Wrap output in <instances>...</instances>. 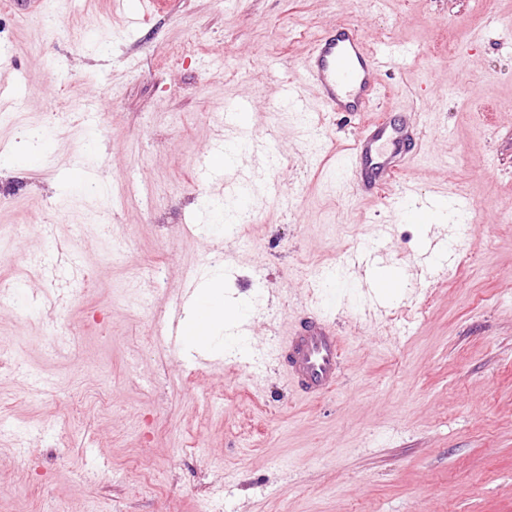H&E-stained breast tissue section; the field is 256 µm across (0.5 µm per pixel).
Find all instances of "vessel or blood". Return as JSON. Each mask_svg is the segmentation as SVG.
I'll use <instances>...</instances> for the list:
<instances>
[{"label":"vessel or blood","mask_w":512,"mask_h":512,"mask_svg":"<svg viewBox=\"0 0 512 512\" xmlns=\"http://www.w3.org/2000/svg\"><path fill=\"white\" fill-rule=\"evenodd\" d=\"M387 64V59L369 48L356 24L341 22L313 42L301 73L282 85V102L297 111H304V91L310 88L324 111L357 121L359 129L350 151L342 157L341 169L351 175L354 192L362 196L379 194L395 182L423 147L414 123L393 113L370 114ZM252 110L250 100L238 99L226 104L224 116L225 127L250 145L257 142L246 123ZM200 279L198 266L186 267L181 288L166 303L159 339L168 349L183 347L185 312ZM278 354L284 359L289 383L304 398L313 399L335 389L344 341L328 320L315 316L289 329Z\"/></svg>","instance_id":"b4317fda"}]
</instances>
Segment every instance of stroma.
Here are the masks:
<instances>
[{
    "label": "stroma",
    "instance_id": "1",
    "mask_svg": "<svg viewBox=\"0 0 512 512\" xmlns=\"http://www.w3.org/2000/svg\"><path fill=\"white\" fill-rule=\"evenodd\" d=\"M345 21L396 51L377 106L419 124L406 179L469 197L461 223L411 222L397 191L349 196L347 119L281 108L282 63ZM20 75L0 155L33 130L53 145L0 167V285L53 292L0 304L19 347L0 367V512H512V0H145L136 20L124 0H51L0 11V82ZM241 97L281 160L260 147L236 166L283 197L218 239L202 203L236 202L198 160L234 141L224 104ZM92 128L112 179L90 193L70 174ZM428 234L453 238L446 260L425 259ZM369 242L408 275L379 309L341 267ZM225 258L251 345L203 367L159 342L162 308L187 265ZM312 311L345 340L313 401L275 353Z\"/></svg>",
    "mask_w": 512,
    "mask_h": 512
}]
</instances>
